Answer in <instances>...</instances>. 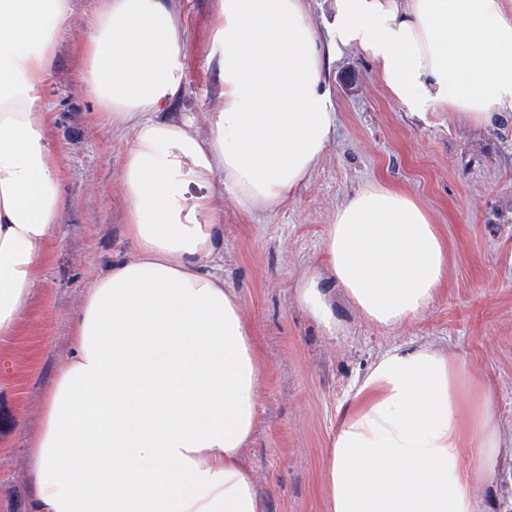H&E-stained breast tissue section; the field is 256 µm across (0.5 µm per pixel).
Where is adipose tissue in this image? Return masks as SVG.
<instances>
[{"instance_id": "obj_1", "label": "adipose tissue", "mask_w": 512, "mask_h": 512, "mask_svg": "<svg viewBox=\"0 0 512 512\" xmlns=\"http://www.w3.org/2000/svg\"><path fill=\"white\" fill-rule=\"evenodd\" d=\"M73 0H0V338L13 335L65 204L51 82ZM172 0H97L77 87L91 120L127 131L119 173L131 252L87 289L30 440L32 512H265L242 452L259 417V357L212 267L224 200L279 208L336 135L327 74L361 50L406 112L490 123L512 108V0H211L205 55L220 106L208 134L176 110L187 80ZM323 268L297 299L327 335L331 277L394 329L443 285L448 249L429 210L375 184L336 211ZM489 389L424 344L388 349L336 411L328 512H485L502 452Z\"/></svg>"}]
</instances>
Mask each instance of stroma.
<instances>
[{
	"label": "stroma",
	"instance_id": "35a3bbf8",
	"mask_svg": "<svg viewBox=\"0 0 512 512\" xmlns=\"http://www.w3.org/2000/svg\"><path fill=\"white\" fill-rule=\"evenodd\" d=\"M96 0H75L53 80L43 96L55 115L66 204L16 336L0 341V512H30L29 439L42 404L70 355V317L90 284L129 245L119 169L128 139L90 120L75 85L76 50ZM184 18L187 92L179 111L207 133L213 96L205 69L210 0H176ZM338 126L297 194L272 213L246 214L224 202V255L216 262L239 298L260 360V415L242 458L266 512H327L328 443L336 409L386 350L425 343L467 361L493 388L504 440L512 441V112L491 124L454 113L413 115L393 102L370 60L348 51L330 66ZM381 184L424 204L448 243V271L431 305L388 332L368 323L328 285L341 325L322 328L295 298L297 282L320 260L336 209Z\"/></svg>",
	"mask_w": 512,
	"mask_h": 512
}]
</instances>
